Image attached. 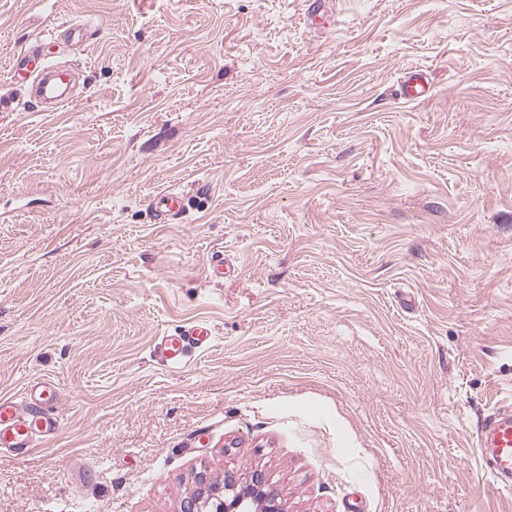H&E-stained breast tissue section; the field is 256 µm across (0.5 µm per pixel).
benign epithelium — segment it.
<instances>
[{
    "label": "benign epithelium",
    "instance_id": "7a95c632",
    "mask_svg": "<svg viewBox=\"0 0 512 512\" xmlns=\"http://www.w3.org/2000/svg\"><path fill=\"white\" fill-rule=\"evenodd\" d=\"M181 512H287L285 503L268 487L260 472L251 475L247 486L224 481V496L198 490L182 502Z\"/></svg>",
    "mask_w": 512,
    "mask_h": 512
}]
</instances>
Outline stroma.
Returning <instances> with one entry per match:
<instances>
[{
	"mask_svg": "<svg viewBox=\"0 0 512 512\" xmlns=\"http://www.w3.org/2000/svg\"><path fill=\"white\" fill-rule=\"evenodd\" d=\"M308 2L0 0V396L60 392L0 512H180L255 471L288 512H512L476 448L512 404V0ZM25 43L82 98L39 111ZM397 91L405 102H422L432 96L433 86L423 69L411 67L404 73ZM151 206L155 212V220L159 224L179 223L186 211L183 198L171 191L155 195ZM212 330L203 321H193L182 326L178 333L165 336L158 344L162 359L172 367H180L194 349L207 345Z\"/></svg>",
	"mask_w": 512,
	"mask_h": 512,
	"instance_id": "1",
	"label": "stroma"
}]
</instances>
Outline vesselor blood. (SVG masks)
<instances>
[{
  "instance_id": "vessel-or-blood-1",
  "label": "vessel or blood",
  "mask_w": 512,
  "mask_h": 512,
  "mask_svg": "<svg viewBox=\"0 0 512 512\" xmlns=\"http://www.w3.org/2000/svg\"><path fill=\"white\" fill-rule=\"evenodd\" d=\"M10 70L30 75L34 98L42 103L60 101L61 85L71 83L72 72L52 67L43 58V47L28 44L9 59ZM433 94V86L425 71L407 69L398 87V96L406 102H422ZM151 206L157 223L176 224L185 215L183 198L174 192L154 196ZM210 327L201 321L182 326L178 333L163 337L158 349L162 359L172 367L184 364L192 350L207 345ZM59 390L48 379L27 384L19 395L0 398V447L22 454L32 448L36 438L53 436L59 428L54 407ZM477 445L488 472L498 488L512 490V409L504 407L489 415L482 424Z\"/></svg>"
}]
</instances>
